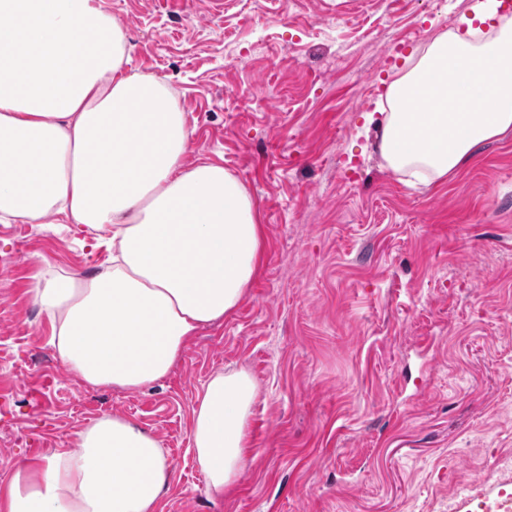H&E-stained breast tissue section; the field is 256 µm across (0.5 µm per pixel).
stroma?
<instances>
[{"instance_id":"35a3bbf8","label":"stroma","mask_w":512,"mask_h":512,"mask_svg":"<svg viewBox=\"0 0 512 512\" xmlns=\"http://www.w3.org/2000/svg\"><path fill=\"white\" fill-rule=\"evenodd\" d=\"M132 68L174 91L189 160L223 163L263 226L262 269L141 390L85 385L50 354L28 289L112 251L69 220L0 223V488L104 414L172 461L160 512H474L512 484V132L410 184L370 113L471 0H97ZM258 388L246 468L210 500L190 448L208 377Z\"/></svg>"}]
</instances>
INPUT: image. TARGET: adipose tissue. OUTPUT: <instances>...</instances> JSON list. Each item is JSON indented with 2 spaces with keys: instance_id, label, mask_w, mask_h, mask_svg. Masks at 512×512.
I'll return each instance as SVG.
<instances>
[{
  "instance_id": "ef3b65f1",
  "label": "adipose tissue",
  "mask_w": 512,
  "mask_h": 512,
  "mask_svg": "<svg viewBox=\"0 0 512 512\" xmlns=\"http://www.w3.org/2000/svg\"><path fill=\"white\" fill-rule=\"evenodd\" d=\"M498 6L482 0L395 74L378 124L393 172L446 179L512 130V17ZM417 98L430 109L416 116ZM190 144L173 91L130 69L126 35L96 0H0V222L62 214L112 249L91 276L49 268L29 290L59 359L89 386L164 378L258 273L250 195L220 162L186 164ZM255 399L242 369L214 373L197 395L191 446L212 497L247 464ZM170 476L157 435L105 414L74 447L15 466L0 512H158Z\"/></svg>"
}]
</instances>
